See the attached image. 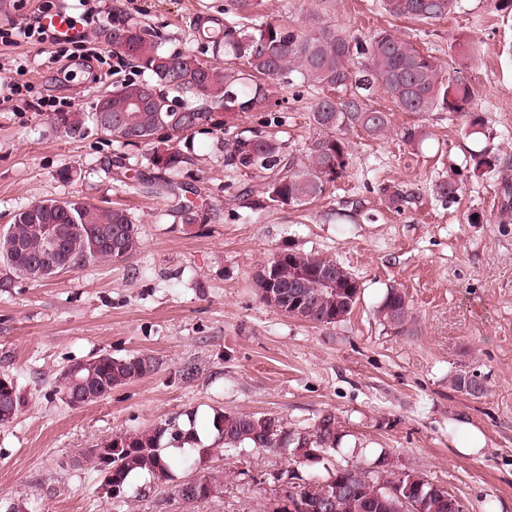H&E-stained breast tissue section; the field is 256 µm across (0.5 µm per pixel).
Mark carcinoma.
<instances>
[{"instance_id": "carcinoma-1", "label": "carcinoma", "mask_w": 512, "mask_h": 512, "mask_svg": "<svg viewBox=\"0 0 512 512\" xmlns=\"http://www.w3.org/2000/svg\"><path fill=\"white\" fill-rule=\"evenodd\" d=\"M386 14L421 24H431L454 13L459 0H378ZM257 0H228L222 14L196 17L193 36L211 45L213 59L206 60L189 49L170 50L150 24L124 13L112 15V27L97 38L113 52L135 62L142 79L117 82L107 94L112 111V131L99 130L94 112H50V123L72 138L98 132L126 146L148 144L155 139L169 142L154 150L149 165L156 175L142 172L126 162V156L112 157L113 179L135 180L138 184L166 194L174 202L184 224L207 221L208 209L190 196L197 188L188 182L168 178L174 172L188 173L199 166V158L180 147L189 132L215 125V111L239 115L279 105L285 85L299 82L319 90L310 122L315 135L299 160L275 135L262 130L241 132L231 140H219L215 150L224 153L226 165L247 176L230 202L251 213L271 209L300 208L325 197L346 173L352 160L347 132L354 129L374 139L390 132V114L368 104L372 90L382 88L402 112H455L463 115L466 134L475 140L486 136L484 119L470 111L474 87L463 75L469 60L462 39L448 64L390 30H377L358 37L333 26L314 31L290 28L255 11ZM151 102L138 107L139 93ZM397 136L410 147L423 139L424 131L413 124L402 127ZM475 169L494 170L496 156L485 150L472 154ZM452 179L435 183V197L447 204L459 196ZM61 230L62 250L69 260L59 271H78L101 263H122L139 248L140 231L123 208H102L77 200H45L31 204L12 217L0 232V292L9 293L17 278L37 282L31 261L46 256L44 225ZM337 262L327 257L284 249L261 266L254 286L265 299L268 286L277 288L273 304L288 317L315 326L334 325L351 315L360 299L359 289L338 293L325 287L321 275ZM379 321L396 334L414 323L406 294L387 289L377 307ZM154 357L137 354L114 358L100 354L77 363L58 376L62 399L72 407H83L108 397L112 389L155 373ZM454 388L471 398L484 396L487 388L476 387L458 374ZM26 400L7 375L0 376V425L12 423ZM189 428L179 417L162 420L138 433L119 434L85 449L84 458L97 471L112 498L120 499L134 474H144L153 483L171 479V447H194L196 418L185 413ZM216 447L224 451L259 448L272 453L288 449L295 463L315 462L336 450L340 433L336 416L322 414L313 427L293 429L280 417L245 412L214 413L209 423ZM223 476L208 475L183 481L174 495L185 504L215 496ZM421 488L429 494L425 512H453L456 497L434 489L417 468L398 467L392 455L379 454L368 468L346 465L336 469L329 480L312 488H300L311 512H412L406 489Z\"/></svg>"}]
</instances>
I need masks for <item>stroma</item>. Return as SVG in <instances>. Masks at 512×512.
Here are the masks:
<instances>
[{
  "label": "stroma",
  "mask_w": 512,
  "mask_h": 512,
  "mask_svg": "<svg viewBox=\"0 0 512 512\" xmlns=\"http://www.w3.org/2000/svg\"><path fill=\"white\" fill-rule=\"evenodd\" d=\"M100 25L124 12L155 25L170 48H195L196 15L220 12L226 0H99ZM261 14L311 30L333 25L368 35L383 28L447 60L455 38L479 45L465 72L474 85L472 109L486 138H466L456 113L417 116L399 111L382 90L371 105L389 113L392 134L374 140L354 130L352 162L329 195L314 204L250 215L229 204L242 181L213 148L255 128H272L290 152L304 157L314 133L317 93L284 88L270 125L265 112L218 114L215 126L190 144L202 163L196 186L212 218L184 224L163 194L113 181V154L148 167L150 146H125L92 134L71 138L38 110L41 97L61 112L91 111L116 80L131 77L109 49L99 59L58 75L47 50L8 49L26 58L33 90L0 109V231L13 215L43 200L82 199L127 210L141 244L128 260L97 264L0 293V375L13 377L28 402L0 428V512H264L277 496V473L294 471L303 485L334 469L369 465L381 451L455 494L464 512H512V223L500 221L504 177L512 178V7L499 0H461L455 13L430 25L377 11L374 0H262ZM422 125L426 137L408 151L397 129ZM497 156L493 171L475 169L471 152ZM76 170L62 180L63 167ZM461 186L456 203L441 204L436 180ZM399 185L407 199L385 203L382 186ZM336 260L361 286L344 321L315 326L263 303L255 272L283 249ZM405 292L416 323L396 334L375 310L389 287ZM145 353L159 368L150 376L74 409L61 399L58 376L101 353ZM199 369L181 377L184 365ZM478 370L484 397L454 391L461 371ZM273 414L307 428L334 413L342 435L336 452L318 463L290 465L266 450L243 453L174 448L169 482L133 477L115 508L85 448L116 434L140 431L179 415L198 419L217 410ZM222 473L215 497L192 504L173 494L176 483Z\"/></svg>",
  "instance_id": "1"
}]
</instances>
